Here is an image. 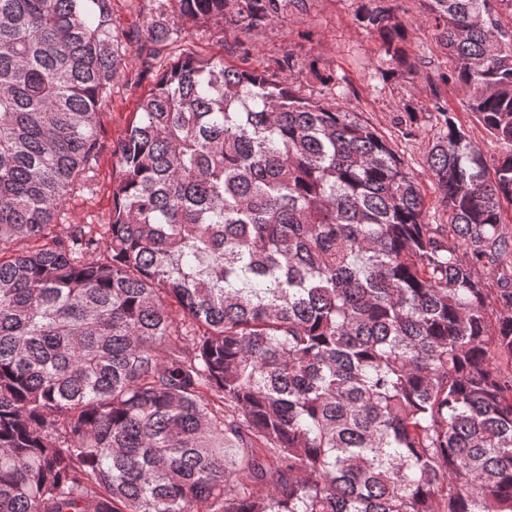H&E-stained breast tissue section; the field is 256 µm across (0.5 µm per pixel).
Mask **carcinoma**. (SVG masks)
<instances>
[{"mask_svg": "<svg viewBox=\"0 0 512 512\" xmlns=\"http://www.w3.org/2000/svg\"><path fill=\"white\" fill-rule=\"evenodd\" d=\"M445 80L512 147V0H423ZM307 0H153L148 39ZM397 0L356 21L410 72ZM112 0H0V512H512V150L433 95L415 176L344 106L187 56L92 181L123 72ZM497 287H488V279Z\"/></svg>", "mask_w": 512, "mask_h": 512, "instance_id": "1", "label": "carcinoma"}]
</instances>
